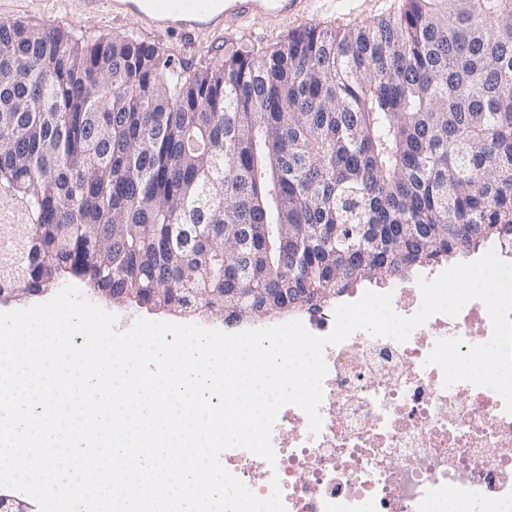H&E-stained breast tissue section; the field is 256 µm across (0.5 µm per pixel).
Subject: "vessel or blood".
<instances>
[{
	"instance_id": "obj_1",
	"label": "vessel or blood",
	"mask_w": 512,
	"mask_h": 512,
	"mask_svg": "<svg viewBox=\"0 0 512 512\" xmlns=\"http://www.w3.org/2000/svg\"><path fill=\"white\" fill-rule=\"evenodd\" d=\"M81 14L108 12L137 20L152 35L176 34L192 39L201 34L232 36L240 24L259 19L271 25L301 21L311 0H77Z\"/></svg>"
}]
</instances>
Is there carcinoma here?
<instances>
[{
    "label": "carcinoma",
    "instance_id": "1",
    "mask_svg": "<svg viewBox=\"0 0 512 512\" xmlns=\"http://www.w3.org/2000/svg\"><path fill=\"white\" fill-rule=\"evenodd\" d=\"M0 292L405 279L512 245V0H403L198 67L0 24ZM224 269V277L217 272ZM401 0H378L375 4H372L369 7L368 14L364 17L356 21L347 20L342 25L344 26H353L357 24H365L370 23L372 21H376L381 17H388L389 15H393V13H398L401 7Z\"/></svg>",
    "mask_w": 512,
    "mask_h": 512
}]
</instances>
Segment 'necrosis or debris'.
<instances>
[{"mask_svg":"<svg viewBox=\"0 0 512 512\" xmlns=\"http://www.w3.org/2000/svg\"><path fill=\"white\" fill-rule=\"evenodd\" d=\"M492 335L485 305L432 316L403 343L354 332L323 352L322 427L284 406L273 425L274 461L243 448L224 466L259 498L280 490L286 512H512V414L494 390L445 385L426 358L435 343Z\"/></svg>","mask_w":512,"mask_h":512,"instance_id":"obj_1","label":"necrosis or debris"}]
</instances>
